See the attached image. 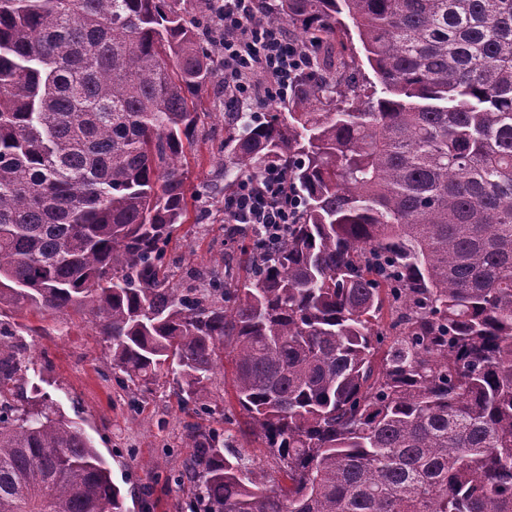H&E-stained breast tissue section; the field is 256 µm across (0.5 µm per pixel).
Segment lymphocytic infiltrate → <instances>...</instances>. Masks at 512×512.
Returning <instances> with one entry per match:
<instances>
[{"label":"lymphocytic infiltrate","instance_id":"1","mask_svg":"<svg viewBox=\"0 0 512 512\" xmlns=\"http://www.w3.org/2000/svg\"><path fill=\"white\" fill-rule=\"evenodd\" d=\"M212 31L224 51V97L232 104L259 95L287 101L299 74L313 63L284 24L264 17L260 0H216ZM291 195L287 171L271 166L225 194V221L261 224L278 233L294 219Z\"/></svg>","mask_w":512,"mask_h":512}]
</instances>
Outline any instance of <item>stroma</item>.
I'll return each instance as SVG.
<instances>
[{
    "instance_id": "stroma-1",
    "label": "stroma",
    "mask_w": 512,
    "mask_h": 512,
    "mask_svg": "<svg viewBox=\"0 0 512 512\" xmlns=\"http://www.w3.org/2000/svg\"><path fill=\"white\" fill-rule=\"evenodd\" d=\"M212 117L186 170L190 190L209 196V213L187 223L168 248L172 271L185 278L188 269L223 272L236 257V246L224 240V196L216 160L224 141V95L209 90L203 98ZM0 324L30 358L25 390L36 389L65 417L82 424L106 459L112 480L124 495L128 512H191L193 488L178 477L190 455L185 446L191 425L232 431L257 465L271 466L266 448L251 435L235 402L230 371L217 374L204 398L205 413L181 409L171 377L161 376L146 390L124 387L109 371L108 348L91 317L77 311L65 315L4 309Z\"/></svg>"
}]
</instances>
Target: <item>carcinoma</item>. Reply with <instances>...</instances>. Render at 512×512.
Returning a JSON list of instances; mask_svg holds the SVG:
<instances>
[{"instance_id": "1", "label": "carcinoma", "mask_w": 512, "mask_h": 512, "mask_svg": "<svg viewBox=\"0 0 512 512\" xmlns=\"http://www.w3.org/2000/svg\"><path fill=\"white\" fill-rule=\"evenodd\" d=\"M315 55L288 111L237 112L226 193L269 164L297 219L170 285L212 40L181 0H0V306L85 309L122 384L183 403L232 364L276 468L190 428L203 512H512V0H278ZM358 38L372 70L356 62ZM0 512H127L47 399L10 400Z\"/></svg>"}]
</instances>
